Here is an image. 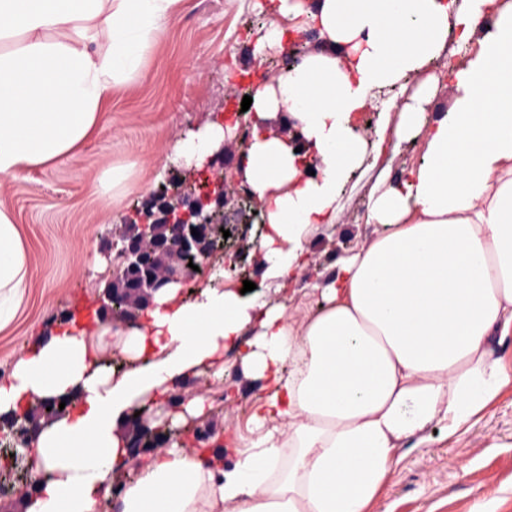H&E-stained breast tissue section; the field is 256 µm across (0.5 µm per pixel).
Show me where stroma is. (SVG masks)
<instances>
[{
    "label": "stroma",
    "mask_w": 512,
    "mask_h": 512,
    "mask_svg": "<svg viewBox=\"0 0 512 512\" xmlns=\"http://www.w3.org/2000/svg\"><path fill=\"white\" fill-rule=\"evenodd\" d=\"M274 20L285 41L314 45L312 35L295 33L288 19L275 18L270 0H182L138 76L113 89L95 136L65 162L0 183V207L20 226L29 259L25 297L14 320L0 329V377L26 351L32 334L72 309L99 306L110 276L95 270L93 256L115 257L112 242L180 170L176 145L209 121L244 122L243 113L228 111L230 97L251 91L284 62L279 49L260 61L251 54ZM421 154V141L405 142L397 153H384L376 167L355 172L340 199L338 224L314 240L288 305L298 304L319 273L373 236L366 211L379 168L396 177ZM131 161L136 169L119 199L109 201L97 189L99 179ZM235 381L205 369L182 389L183 397L202 395L210 404L204 419L181 428L187 447H199L200 427L212 431L209 447L247 446L248 421L261 399L237 389ZM372 512H512V383L457 434L441 429L425 441H405Z\"/></svg>",
    "instance_id": "35a3bbf8"
}]
</instances>
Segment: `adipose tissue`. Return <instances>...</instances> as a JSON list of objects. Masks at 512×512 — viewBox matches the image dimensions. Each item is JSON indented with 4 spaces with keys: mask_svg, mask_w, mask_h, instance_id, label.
Here are the masks:
<instances>
[{
    "mask_svg": "<svg viewBox=\"0 0 512 512\" xmlns=\"http://www.w3.org/2000/svg\"><path fill=\"white\" fill-rule=\"evenodd\" d=\"M180 0H0V179L65 160L97 130L114 87L136 77ZM317 49L252 92L256 116L239 177L264 230L262 281L288 287L314 235L336 224L345 184L366 160L353 118L376 108L375 155L419 137L397 179L380 173L374 236L310 285L314 312L212 273L186 301L154 293L136 325L80 328L61 317L0 378V425L28 418L36 477L25 512H370L396 448L446 423L456 434L512 373L492 355L512 331V0H272ZM452 102L426 122L447 48ZM417 88L404 105L383 92ZM399 120H392V112ZM291 121L302 139L267 129ZM211 122L179 143L187 165L224 143ZM28 255L0 208V328L15 317ZM234 367L264 394L232 467L173 441L124 467L134 415H152L201 369ZM77 412L34 414L39 401Z\"/></svg>",
    "mask_w": 512,
    "mask_h": 512,
    "instance_id": "ef3b65f1",
    "label": "adipose tissue"
}]
</instances>
